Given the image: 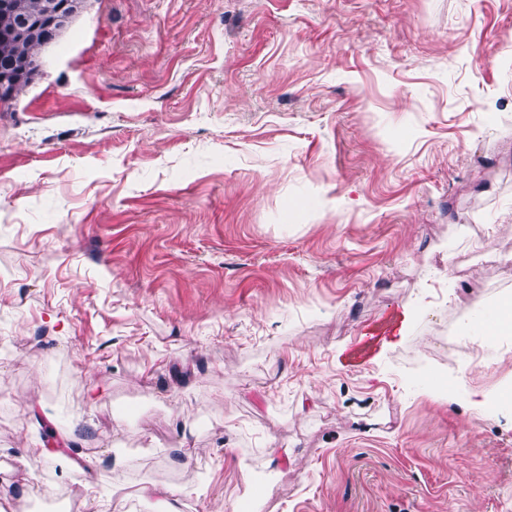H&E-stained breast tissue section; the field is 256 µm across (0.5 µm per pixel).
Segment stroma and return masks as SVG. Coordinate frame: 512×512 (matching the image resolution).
Returning a JSON list of instances; mask_svg holds the SVG:
<instances>
[{"mask_svg":"<svg viewBox=\"0 0 512 512\" xmlns=\"http://www.w3.org/2000/svg\"><path fill=\"white\" fill-rule=\"evenodd\" d=\"M41 58L0 512H512V0H89Z\"/></svg>","mask_w":512,"mask_h":512,"instance_id":"obj_1","label":"stroma"}]
</instances>
